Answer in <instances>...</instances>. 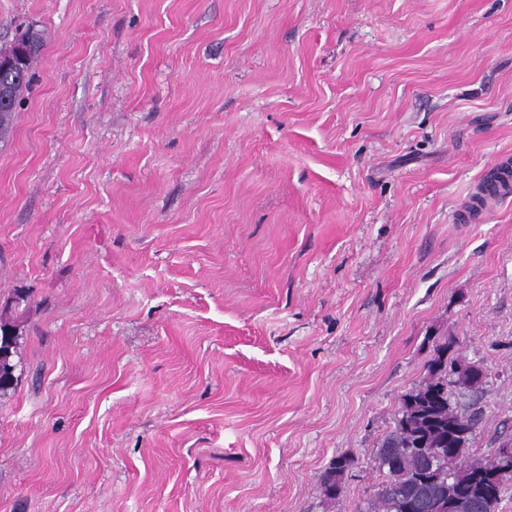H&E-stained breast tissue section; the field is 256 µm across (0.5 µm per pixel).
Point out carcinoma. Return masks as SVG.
<instances>
[{"label": "carcinoma", "mask_w": 512, "mask_h": 512, "mask_svg": "<svg viewBox=\"0 0 512 512\" xmlns=\"http://www.w3.org/2000/svg\"><path fill=\"white\" fill-rule=\"evenodd\" d=\"M43 47L39 33L22 32L7 48H0L6 59L23 50V60L16 70L0 71V142L8 140L19 101L34 75L33 62ZM456 342H436L423 382L403 395L394 418V426L380 441L374 453L377 470L383 476L379 492L367 512H408L411 501H420L418 512H461L459 502L479 501L484 512H497L504 494L512 484V461L502 459L496 448L486 461H469L467 454L476 426V414L461 412L454 397L480 392L483 381H471L467 363L455 355ZM10 365L23 369L17 356L18 342L10 343ZM8 365V366H10ZM8 366L0 362V395L18 384V378H6ZM428 449L431 456L423 454ZM348 456L335 458L321 475L323 495L334 499L341 488L345 471L351 465Z\"/></svg>", "instance_id": "obj_1"}]
</instances>
